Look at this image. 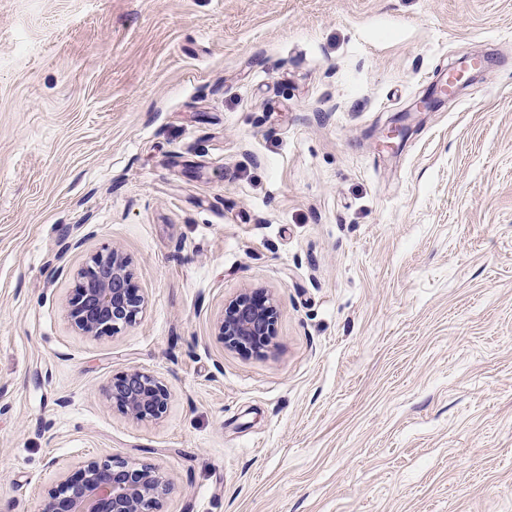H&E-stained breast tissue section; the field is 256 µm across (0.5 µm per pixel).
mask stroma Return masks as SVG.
Returning <instances> with one entry per match:
<instances>
[{
  "label": "stroma",
  "instance_id": "35a3bbf8",
  "mask_svg": "<svg viewBox=\"0 0 512 512\" xmlns=\"http://www.w3.org/2000/svg\"><path fill=\"white\" fill-rule=\"evenodd\" d=\"M113 249L146 309L87 336ZM109 457L163 512H512V0H0V512ZM74 290L68 317L86 335L113 336L136 323L145 308L126 260L114 249L90 258L79 271ZM278 306L268 292L257 289L227 302L216 323V336L225 347L259 353L276 335ZM106 397L124 414L149 421L161 418L167 411L170 393L158 377L132 367L112 378Z\"/></svg>",
  "mask_w": 512,
  "mask_h": 512
}]
</instances>
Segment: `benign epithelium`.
<instances>
[{
	"instance_id": "7a95c632",
	"label": "benign epithelium",
	"mask_w": 512,
	"mask_h": 512,
	"mask_svg": "<svg viewBox=\"0 0 512 512\" xmlns=\"http://www.w3.org/2000/svg\"><path fill=\"white\" fill-rule=\"evenodd\" d=\"M145 308L116 250L90 258L78 273L68 317L82 333L113 336L136 323ZM278 306L268 292L257 289L227 302L216 323L225 347L259 353L276 335ZM106 397L124 414L156 420L167 411L170 393L156 376L132 367L115 375ZM168 483L155 468L128 460L91 459L76 480L49 493L43 512H161Z\"/></svg>"
}]
</instances>
